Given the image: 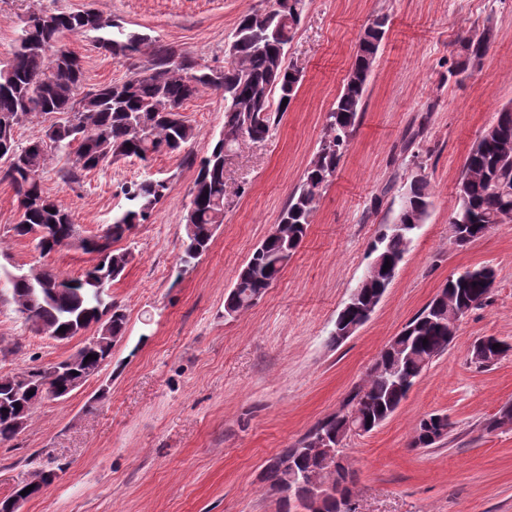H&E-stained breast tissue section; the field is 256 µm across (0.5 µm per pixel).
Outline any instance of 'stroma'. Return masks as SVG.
<instances>
[{
	"mask_svg": "<svg viewBox=\"0 0 512 512\" xmlns=\"http://www.w3.org/2000/svg\"><path fill=\"white\" fill-rule=\"evenodd\" d=\"M262 0H0V68L32 11L95 9L127 30L176 46L213 69L241 15ZM377 15L388 29L368 81L357 132L317 201L307 234L257 303L225 317L238 270L277 223L325 134L361 29ZM493 26L482 68L454 74L456 40ZM83 64L87 90L143 70L148 57L103 53L95 33L63 39ZM302 77L272 135L248 141L224 168V222L190 269L178 262L182 215L197 169L182 155L150 165L126 159L61 178L72 165L53 158L44 189L68 210L81 235L101 233L124 210L126 186L167 180L169 195L126 244L134 259L112 299L127 333L101 371L68 398L43 402L25 430L0 444V498L34 470L55 473L20 512H279L263 481L267 461L343 409L380 351L467 267H491L485 302L459 322L447 351L416 380L380 427L349 435L354 512H512V426L485 431L512 403V351L493 365L470 361L473 343L512 344V223L455 246L450 218L464 160L502 108L512 106V0H306L288 45ZM201 155L224 126V94L204 90L182 108ZM423 174L431 206L379 305L340 344L330 333L364 277L372 246L398 210L399 195ZM18 200L0 179V376L49 366L82 345L35 333L16 312L7 274L49 266L77 276L92 255L76 247L40 254L10 230ZM447 414L448 437L412 447L424 414Z\"/></svg>",
	"mask_w": 512,
	"mask_h": 512,
	"instance_id": "35a3bbf8",
	"label": "stroma"
}]
</instances>
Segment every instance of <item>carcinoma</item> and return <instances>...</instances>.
Masks as SVG:
<instances>
[{
    "mask_svg": "<svg viewBox=\"0 0 512 512\" xmlns=\"http://www.w3.org/2000/svg\"><path fill=\"white\" fill-rule=\"evenodd\" d=\"M288 14L304 7V0H270V4L242 16L233 32L237 63H229L215 78L210 68L168 45L152 43L146 34L128 32L119 23L105 20L93 9L80 12L38 11L28 14L20 28L12 63L0 69V150L9 153L13 165L5 171L17 196L18 220L14 235L30 237L49 254L63 247L76 246L93 254L96 263L78 277L65 276L53 268L18 274L11 279V299L16 311L37 332H47L57 341L82 335L93 324H101V335L123 338L127 317L112 296L99 301L96 289L112 288L134 258L130 248L112 249L133 228L144 223L155 206L170 192L164 180L145 178L124 190L127 207L112 218L103 233L94 237L79 235L71 214L48 195L41 174L49 159L48 149L56 155H76V165L64 178L75 183L78 171L91 170L125 159L143 164L161 154H184L197 166V177L189 205L182 216L184 238L179 262L183 268L195 266L208 252L216 228L224 223V156L244 139L261 141L268 137L274 113L285 112L283 99L293 100L300 80L281 58V49L292 39L293 31L280 23L281 7ZM387 19L375 16L359 34L356 57L343 87L326 115V136L309 162L301 185L291 194L279 223L287 225L283 236L268 238L257 247L238 272L235 285L224 302V309L247 310L246 301L261 296L278 279L288 260L306 235L315 204L333 179L336 169L356 133L363 111L368 76L385 35ZM99 33L98 45L114 56H135L152 47L150 65L126 79L81 93L83 68L79 57L61 44L65 33ZM495 30L473 32L458 41L455 72L473 69L484 61L495 43ZM205 89L224 90V132L203 156L192 151L194 128L181 114L183 105ZM278 100H273V96ZM56 115L41 137L20 146L15 130L32 114ZM456 195L467 204L473 221L455 229L473 242L496 224V217L512 210V110L502 109L495 123L485 129L465 158ZM399 203L418 204L421 217L431 205L429 184L414 176L405 187ZM417 231L412 226L398 233L386 229L380 238L381 260L390 262L388 270H378L361 280L357 295L371 299L388 288L390 278L403 261ZM494 283V272L487 266L467 271L464 285L453 280L445 285L408 324L401 336L402 348L381 351L368 380L352 395L347 405L374 430L387 420L406 398L409 387L387 376L396 364L408 381L416 379L424 358H435L451 341L448 313L463 306L466 310L482 304ZM499 344L489 357H479L478 345L471 349V362L486 367L502 356L508 347ZM85 354L97 358L83 362L80 375L100 372L103 361L112 355L110 345L86 341ZM78 375V376H80ZM66 372L47 373L32 366L20 376L0 382V442L15 439L21 430L17 422L28 418L44 401L63 397V391L78 379ZM28 380L32 395L17 397L14 387ZM437 413L425 415L418 423L411 447L428 448L435 442L423 431L442 427L450 431L448 415L436 420ZM346 417L333 414L318 422L312 432L345 433ZM303 442L282 449L269 459L264 480L270 488H288L293 496L280 499V512H339L336 499L326 497L314 504L307 480L294 476L303 472L318 474L321 463L301 453Z\"/></svg>",
    "mask_w": 512,
    "mask_h": 512,
    "instance_id": "1",
    "label": "carcinoma"
}]
</instances>
